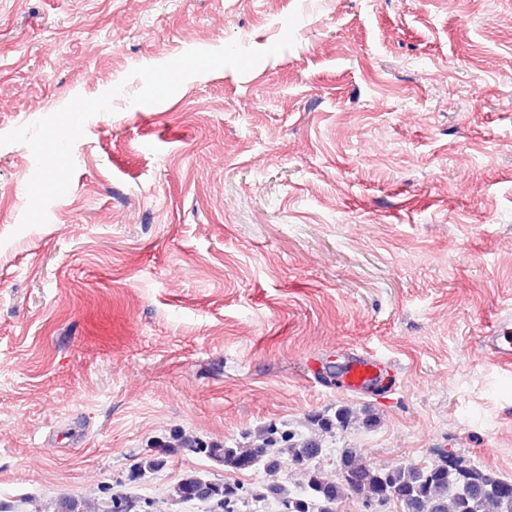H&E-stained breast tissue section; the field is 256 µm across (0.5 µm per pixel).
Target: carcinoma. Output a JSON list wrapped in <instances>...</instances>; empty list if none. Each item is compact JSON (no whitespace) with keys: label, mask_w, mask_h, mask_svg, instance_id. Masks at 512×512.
<instances>
[{"label":"carcinoma","mask_w":512,"mask_h":512,"mask_svg":"<svg viewBox=\"0 0 512 512\" xmlns=\"http://www.w3.org/2000/svg\"><path fill=\"white\" fill-rule=\"evenodd\" d=\"M355 419L353 410L340 406L336 413H313L305 422L303 435L275 424L249 431L234 445L203 442L172 434L156 445L157 451L142 458L131 470L128 481L135 483L160 469L174 448L205 455L226 473H241L259 466L268 473L283 464L299 474L302 491L294 493L285 483L266 487L278 501L280 512H336V505L355 494L365 501L398 503L403 512H512V478L481 469L465 455L442 450L427 466L398 464L377 467L354 448L341 451L336 479L325 477L315 461L323 453V437L347 428ZM199 503L205 512H243L249 503L240 484L226 479L211 480L187 472L167 492L166 504L182 506ZM53 512H156L153 502L137 495L133 488L112 491L101 502L90 504L72 497L59 499Z\"/></svg>","instance_id":"1"}]
</instances>
